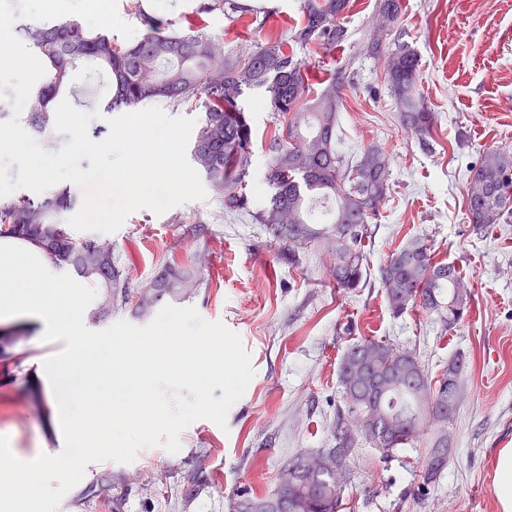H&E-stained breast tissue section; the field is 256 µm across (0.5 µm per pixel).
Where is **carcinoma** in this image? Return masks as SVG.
<instances>
[{"instance_id": "cac0c4a2", "label": "carcinoma", "mask_w": 512, "mask_h": 512, "mask_svg": "<svg viewBox=\"0 0 512 512\" xmlns=\"http://www.w3.org/2000/svg\"><path fill=\"white\" fill-rule=\"evenodd\" d=\"M350 0H300L302 20L291 33L300 48L318 45L331 50L348 32L344 14ZM141 35L127 43L106 29L91 31L77 20L26 22L20 38L45 68L25 104L26 124L43 139L54 129L56 103L75 94L79 64L88 63L108 78L100 103L104 112H133L151 100H166L199 109L190 144L194 168L224 202L228 213L253 211L256 223L295 264L306 246H322L336 258L331 272L336 287H359L363 278L364 240L370 225L383 217L391 192L387 151L366 147L352 163L337 149L341 93L351 83L345 66L334 70L321 90L309 95L308 72L281 41L255 45L240 55L224 52V40L191 25L174 24L147 13L134 2ZM377 23L363 44L365 54L385 55V79L400 112L402 126L420 146L429 147L435 113L416 92L418 54L400 37H392L404 11L403 0H376ZM260 11L241 0H199L197 13ZM262 91L275 119L266 150L269 162L263 182L266 203L254 205L253 131L241 100L247 90ZM473 229L483 230L512 215V152L489 148L466 189ZM78 204L68 188L40 198L20 196L0 202V237L30 245L81 284L96 290L89 319L102 322L112 312L150 314L178 302L196 284V271L164 265L150 281L131 287L128 273L115 261L107 239L73 237L64 215ZM380 282L390 307L401 313L418 306L453 328L469 310V285L452 263L436 258L428 241L417 238L389 255L380 268ZM393 344L365 338L352 344L339 366L344 409L332 426L334 447L318 455L325 466L298 472L288 490L255 502L248 512H337L343 489L336 487L331 467L347 462L365 440L389 456L412 444L429 428L430 416L445 408L453 417L459 401L463 362L448 364L431 379L410 350H404L408 376L388 384L383 413L368 433L360 422L375 408L368 378L385 380Z\"/></svg>"}]
</instances>
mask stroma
Returning <instances> with one entry per match:
<instances>
[{
  "mask_svg": "<svg viewBox=\"0 0 512 512\" xmlns=\"http://www.w3.org/2000/svg\"><path fill=\"white\" fill-rule=\"evenodd\" d=\"M197 2L143 0L162 17L190 19L223 37L232 54L286 39L301 19L299 0H271L274 10L259 24L247 15L196 14ZM404 3L399 29L419 54L417 90L436 115L430 148L402 128L383 58L361 52L376 22L375 0H351L348 38L336 49L295 51L311 92L336 67L351 71L339 110L340 151L354 159L377 143L391 158L392 190L365 241L359 288H337L322 248H307L299 264H289L263 225L246 213L225 214L211 193L160 215L131 213L109 238L132 286L145 285L164 265L197 266L199 286L183 306L237 333L255 375L213 437L194 422L180 433L178 452L154 446L129 464L99 462L94 480L64 496L63 512H239L269 497L289 460L332 447L329 427L345 404L339 363L367 337L416 351L433 378L464 356L462 397L436 483L421 478L432 433L388 458L363 441L348 460L339 512H501L494 468L501 449L512 448V218L474 230L466 187L485 148L512 151V0ZM242 104L252 117L259 177L275 123L260 92H247ZM423 236L471 286L467 317L448 331L416 307L393 315L379 281L388 256ZM44 334L35 315L0 321V436L22 460L57 454L62 437L43 371Z\"/></svg>",
  "mask_w": 512,
  "mask_h": 512,
  "instance_id": "stroma-1",
  "label": "stroma"
}]
</instances>
